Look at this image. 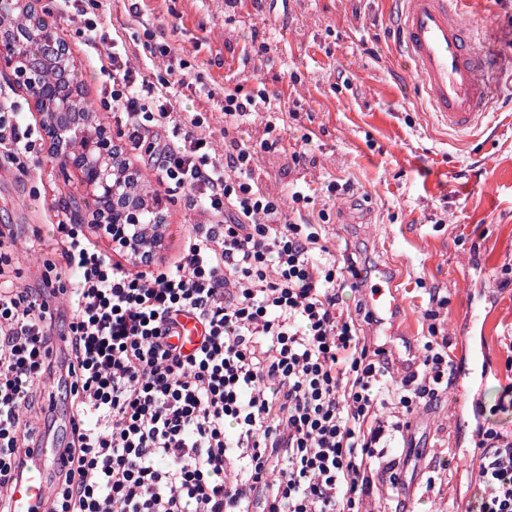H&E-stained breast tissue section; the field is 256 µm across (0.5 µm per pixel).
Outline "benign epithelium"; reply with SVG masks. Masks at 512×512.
<instances>
[{
  "label": "benign epithelium",
  "instance_id": "7a95c632",
  "mask_svg": "<svg viewBox=\"0 0 512 512\" xmlns=\"http://www.w3.org/2000/svg\"><path fill=\"white\" fill-rule=\"evenodd\" d=\"M32 37L39 43L36 56H21L0 41V63H5L22 79L35 103L43 104L55 97V90L41 80L40 62L68 55L69 46L56 35L53 27L45 23L32 32ZM84 124V114H69L66 122L54 127L50 133L52 149L62 157L61 167L79 172L94 192L96 209L90 223L105 234L118 235L123 244L129 245L147 230L145 207L129 196L124 181L113 177L112 170L105 165L119 152L112 144V136L102 134L84 151L72 148V142L80 136Z\"/></svg>",
  "mask_w": 512,
  "mask_h": 512
}]
</instances>
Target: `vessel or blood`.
Listing matches in <instances>:
<instances>
[{
  "label": "vessel or blood",
  "instance_id": "vessel-or-blood-1",
  "mask_svg": "<svg viewBox=\"0 0 512 512\" xmlns=\"http://www.w3.org/2000/svg\"><path fill=\"white\" fill-rule=\"evenodd\" d=\"M469 0H399L396 39L403 45L428 102L450 131L467 135L488 115L485 75L489 63L480 52L464 17ZM368 303L374 315L396 316L399 298L393 285H380ZM59 452L49 437L29 449L17 483L9 494L10 512H47V471Z\"/></svg>",
  "mask_w": 512,
  "mask_h": 512
}]
</instances>
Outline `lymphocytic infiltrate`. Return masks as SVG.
Listing matches in <instances>:
<instances>
[{
	"instance_id": "obj_1",
	"label": "lymphocytic infiltrate",
	"mask_w": 512,
	"mask_h": 512,
	"mask_svg": "<svg viewBox=\"0 0 512 512\" xmlns=\"http://www.w3.org/2000/svg\"><path fill=\"white\" fill-rule=\"evenodd\" d=\"M102 74L106 110L183 131L153 175L211 220L191 225L175 261L144 270L84 225L57 224L64 265L36 288L15 283L12 232L0 230V512L34 443L25 415L49 381L78 421L49 512H364L375 485L400 483L380 444L450 384L447 340L429 324L419 364L393 382L386 349L360 334L373 314L342 305L362 270L255 179L257 147L231 140L215 162L195 133L202 116L178 112L172 92L149 95L118 52ZM223 110L231 128L281 105L235 89ZM32 135L12 104L0 106L9 161L29 153ZM188 319L198 332L189 349ZM477 436L479 512H512V438Z\"/></svg>"
}]
</instances>
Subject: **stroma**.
<instances>
[{
  "label": "stroma",
  "mask_w": 512,
  "mask_h": 512,
  "mask_svg": "<svg viewBox=\"0 0 512 512\" xmlns=\"http://www.w3.org/2000/svg\"><path fill=\"white\" fill-rule=\"evenodd\" d=\"M75 0L60 11L37 0L38 14L67 42L87 99L100 104L106 85L99 60L120 43L133 65L148 66L155 86L182 75L176 108L202 113V132L224 148V91L241 87L277 93L284 111L275 131L262 115L237 132L271 141L259 175L279 196L303 181L307 209L324 212L337 253L366 271L365 290L345 289L355 306L366 289L394 282L400 318L387 333L363 324V334L385 343L392 374L402 377L418 355L423 315L443 300L440 322L455 360L473 375L452 383L431 405L418 408L404 439L387 443L400 461L399 498L377 499L376 512H476L481 495L472 450L477 426L512 435V0H476L467 16L490 60L491 108L482 134L461 141L431 111L393 34L392 0ZM98 22L89 47L85 19ZM0 98L15 102L35 147L18 170L0 159V225L21 244L20 286L37 287L46 262H58L54 224L69 222L65 196L90 199L75 171H62L34 101L13 71L0 66ZM102 126L132 167L148 166L144 147L176 145L170 131L118 124L99 112ZM144 146L132 150V140ZM299 159H292V151ZM335 182L345 191H330ZM207 214L184 193H170L163 260L177 256L193 224Z\"/></svg>",
  "instance_id": "obj_1"
}]
</instances>
